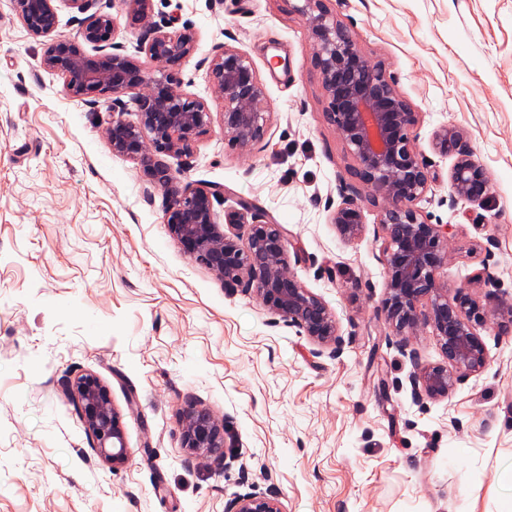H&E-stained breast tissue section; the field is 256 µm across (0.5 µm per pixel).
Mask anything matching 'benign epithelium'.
<instances>
[{
    "label": "benign epithelium",
    "instance_id": "7a95c632",
    "mask_svg": "<svg viewBox=\"0 0 512 512\" xmlns=\"http://www.w3.org/2000/svg\"><path fill=\"white\" fill-rule=\"evenodd\" d=\"M57 0H13L25 28L45 37L58 25ZM84 15L81 36L94 47L89 54L79 46L57 40L48 45L42 66L59 74L63 90L72 97L86 95L112 99V121L105 136L112 152L137 162L145 180L164 192L166 224L172 237L194 263L224 280V284L255 296L271 315L298 328L320 354L325 348L338 356L345 340L336 316L324 300L290 270L288 240L281 225L247 199L224 211V223L214 213L215 194L179 182L162 156L189 157L209 132L204 103L178 92V71L193 55L196 38L185 27L170 33L151 27L138 39L136 54L126 55L111 43L116 22L98 8L100 0H64ZM127 17L143 23L151 0H121ZM330 0H304L302 17L314 46V60L327 100V118L337 137L350 150L359 186L341 185L340 202L331 223L347 239L365 230L364 204L379 208L380 229L386 240L383 263L386 296L380 313L406 348L404 337L430 326L444 363L420 362L409 353L416 400L448 397L455 386L487 367L486 347L472 325L482 320L469 293L458 291L448 299L439 269L448 263V225L428 222L416 203L438 175L423 159L417 135L420 121L409 101L395 87L385 65L374 61L358 45L348 27L332 13ZM113 52H108L107 48ZM213 92L224 101V139L241 153L251 152L264 134L270 113L265 92L250 60L225 44L201 61ZM132 93L138 121L125 118ZM436 148L455 158L449 182L452 196L484 206L491 186L484 168L473 159L466 134L444 128ZM498 334L512 333V300H502L490 315ZM73 397L99 459L117 467L128 460L121 415L104 382L83 373L64 384ZM183 445L190 451L224 458V425L203 406H192L182 418ZM226 512H284L275 492L233 497Z\"/></svg>",
    "mask_w": 512,
    "mask_h": 512
}]
</instances>
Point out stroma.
Returning <instances> with one entry per match:
<instances>
[{"label": "stroma", "mask_w": 512, "mask_h": 512, "mask_svg": "<svg viewBox=\"0 0 512 512\" xmlns=\"http://www.w3.org/2000/svg\"><path fill=\"white\" fill-rule=\"evenodd\" d=\"M303 0H152L149 23L191 27L179 90L203 100L208 134L180 182L216 193V215L254 201L297 243V278L335 314L341 355L192 262L170 235L162 191L113 154L108 100L68 96L41 65L50 40L81 43L76 11L50 37L0 0V512H224L279 494L285 512H512V335L477 323L488 365L439 400H414L411 360L378 308L386 295L380 212L342 238L330 222L353 160L325 115ZM420 114L438 179L419 208L449 225L439 271L482 312L512 298V0H332ZM232 45L259 73L271 116L247 155L224 139V103L199 62ZM286 66L268 68L271 56ZM463 130L491 199H453ZM91 372L122 415L129 460L114 468L65 393ZM210 409L224 460L190 454L182 416Z\"/></svg>", "instance_id": "stroma-1"}]
</instances>
